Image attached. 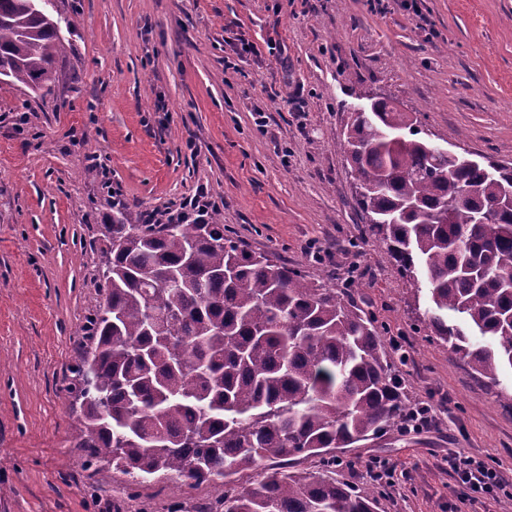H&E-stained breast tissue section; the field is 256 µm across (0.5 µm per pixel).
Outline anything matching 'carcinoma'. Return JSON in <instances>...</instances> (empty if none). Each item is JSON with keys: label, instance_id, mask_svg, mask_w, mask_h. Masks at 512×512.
<instances>
[{"label": "carcinoma", "instance_id": "carcinoma-1", "mask_svg": "<svg viewBox=\"0 0 512 512\" xmlns=\"http://www.w3.org/2000/svg\"><path fill=\"white\" fill-rule=\"evenodd\" d=\"M52 0H0V80L37 91L55 80L62 18ZM347 161L362 235L421 275L434 339L495 384L512 368V166L436 154L412 113L379 99L350 117ZM97 270L104 302L65 386L82 468L144 483L212 489L167 512H377L336 481L340 454L405 428L415 406L385 326L354 300L273 253L208 224H136L118 211ZM453 313L484 338L474 343ZM318 463L311 472L301 464Z\"/></svg>", "mask_w": 512, "mask_h": 512}]
</instances>
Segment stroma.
<instances>
[{"instance_id": "obj_1", "label": "stroma", "mask_w": 512, "mask_h": 512, "mask_svg": "<svg viewBox=\"0 0 512 512\" xmlns=\"http://www.w3.org/2000/svg\"><path fill=\"white\" fill-rule=\"evenodd\" d=\"M384 2L53 0L72 21L56 83L35 93L0 82V512H164L172 493L207 496L169 482L123 499L121 482L78 465L62 393L102 299L106 215H160L200 185L223 198L246 249L330 288L356 273L384 342L412 352L405 388L430 421L348 449L338 479L375 492L379 512H512L499 493L463 496L448 466L458 451L512 483V407L494 397L512 389V371L488 384L429 339L427 290L359 236L341 148L350 112L374 95L416 113L448 149L512 164V0H420L419 25ZM242 39L260 56L225 70ZM378 461L394 485L376 481Z\"/></svg>"}]
</instances>
